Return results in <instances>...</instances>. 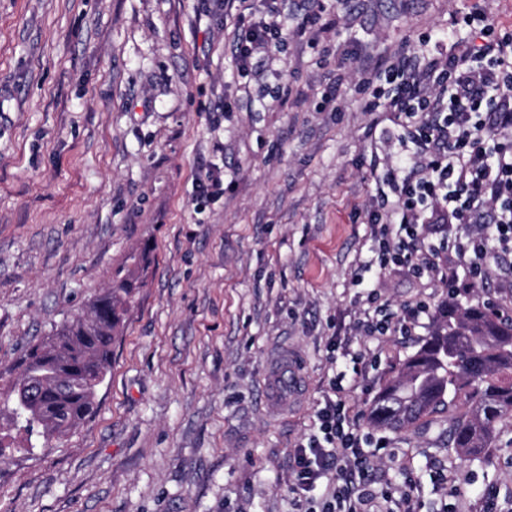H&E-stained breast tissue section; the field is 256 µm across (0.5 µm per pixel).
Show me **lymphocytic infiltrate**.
<instances>
[{
  "label": "lymphocytic infiltrate",
  "instance_id": "1",
  "mask_svg": "<svg viewBox=\"0 0 512 512\" xmlns=\"http://www.w3.org/2000/svg\"><path fill=\"white\" fill-rule=\"evenodd\" d=\"M260 3L261 10L238 25L235 62L242 73L286 37L306 38L320 18L315 11L287 29L280 16L288 0ZM463 26L478 28L479 37L455 42L447 58L423 51L377 69L395 84L384 107L405 128L414 152L398 161L406 171L402 180L388 183L396 196L394 221L375 210L369 222L379 268L409 265L419 273L439 266L438 249L424 245L429 223L478 225V232L457 235L453 247L459 265L479 284L497 259L489 240L512 251V37L494 36L480 13L467 14ZM484 224L493 225V237L481 232ZM342 391L341 384L332 385L316 413L315 432L293 450V492L307 512H367L375 500L365 448L380 450L386 443L348 429ZM331 470L335 481L322 484Z\"/></svg>",
  "mask_w": 512,
  "mask_h": 512
}]
</instances>
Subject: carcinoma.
Returning a JSON list of instances; mask_svg holds the SVG:
<instances>
[{"instance_id": "1", "label": "carcinoma", "mask_w": 512, "mask_h": 512, "mask_svg": "<svg viewBox=\"0 0 512 512\" xmlns=\"http://www.w3.org/2000/svg\"><path fill=\"white\" fill-rule=\"evenodd\" d=\"M136 288L133 278L115 280L92 301L88 315L29 351L20 378L0 388L8 429L47 445L93 413ZM510 415L512 317L502 318L478 300L464 306L452 294L438 306L431 334L368 408L370 422L384 429L436 430L462 461L484 455Z\"/></svg>"}]
</instances>
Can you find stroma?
Masks as SVG:
<instances>
[{
  "label": "stroma",
  "mask_w": 512,
  "mask_h": 512,
  "mask_svg": "<svg viewBox=\"0 0 512 512\" xmlns=\"http://www.w3.org/2000/svg\"><path fill=\"white\" fill-rule=\"evenodd\" d=\"M321 5L334 28L241 75L224 0H0V382L116 276L139 282L94 413L6 449L0 512H301L291 451L332 380L372 431L371 400L452 287L378 268L370 203L406 147L373 97L391 84L363 68L477 8L512 34V0ZM209 175L223 191L199 196ZM371 289L393 317L428 312L357 335ZM453 289L512 314V254ZM294 353L300 391L264 399ZM383 436L384 512H512V418L476 461L422 428ZM425 307L418 305L410 309L406 315L392 323L388 319H378L375 316L364 313V318L356 323L355 330L360 336H386L388 332L397 329L400 332H408L419 318L420 314L425 313Z\"/></svg>",
  "instance_id": "obj_1"
}]
</instances>
